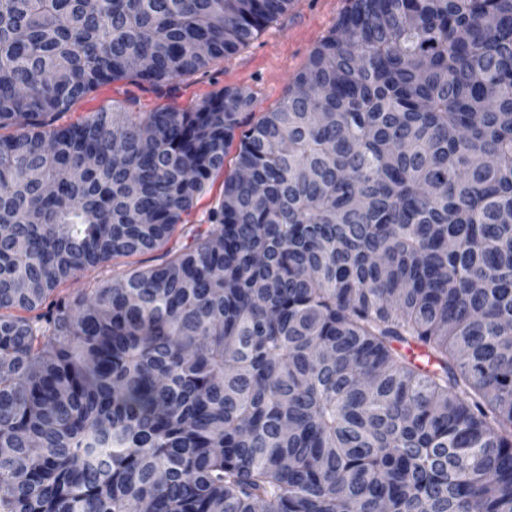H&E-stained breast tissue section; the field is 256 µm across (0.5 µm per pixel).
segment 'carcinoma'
I'll list each match as a JSON object with an SVG mask.
<instances>
[{
	"label": "carcinoma",
	"instance_id": "obj_1",
	"mask_svg": "<svg viewBox=\"0 0 512 512\" xmlns=\"http://www.w3.org/2000/svg\"><path fill=\"white\" fill-rule=\"evenodd\" d=\"M291 3L0 0V512H512V0H352L255 121L58 124ZM234 143L191 243L59 291L161 248Z\"/></svg>",
	"mask_w": 512,
	"mask_h": 512
}]
</instances>
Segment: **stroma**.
Returning a JSON list of instances; mask_svg holds the SVG:
<instances>
[{"label":"stroma","instance_id":"stroma-1","mask_svg":"<svg viewBox=\"0 0 512 512\" xmlns=\"http://www.w3.org/2000/svg\"><path fill=\"white\" fill-rule=\"evenodd\" d=\"M350 6L351 0H292L287 13L269 24L248 46L216 60L206 72L181 78L170 97H159L148 89L139 91L141 107L146 112L162 105L185 110L223 90L244 89L254 98V115L271 111L280 104L288 83L305 67L315 47ZM128 90L123 81L103 85L76 102L59 121L66 124L121 103ZM232 169V163H225L223 171L212 177L164 249L88 269L65 283L64 291L87 292L128 269L160 264L167 251L189 242V229L206 225L210 209L222 195L224 175Z\"/></svg>","mask_w":512,"mask_h":512}]
</instances>
